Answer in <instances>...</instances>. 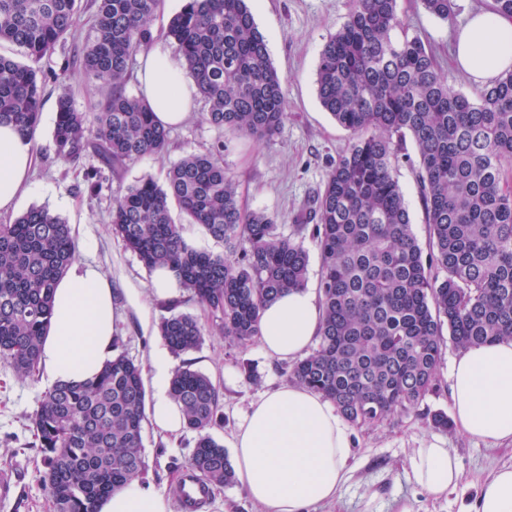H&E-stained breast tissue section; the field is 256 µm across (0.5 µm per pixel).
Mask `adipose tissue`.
<instances>
[{
	"instance_id": "adipose-tissue-1",
	"label": "adipose tissue",
	"mask_w": 512,
	"mask_h": 512,
	"mask_svg": "<svg viewBox=\"0 0 512 512\" xmlns=\"http://www.w3.org/2000/svg\"><path fill=\"white\" fill-rule=\"evenodd\" d=\"M455 61L471 80L486 84L512 70V17L492 12L472 16L460 31ZM141 93L157 120L185 122L194 110L196 87L180 61L151 47L141 58ZM34 137L0 125V213L16 210L34 189ZM323 311L308 289L287 293L265 306L262 350L291 362L316 341ZM118 331L111 285L93 264L72 262L53 294L52 315L39 352L48 387L80 384L95 377L112 358ZM151 365L157 394L150 419L159 430L186 427L181 407L171 399L170 362L157 349ZM451 412L463 436L492 445H512V339L462 351L450 375ZM238 480L260 512H317L339 498L348 479L352 433L333 404L298 383H285L252 401L231 439ZM413 479L432 500L447 497L463 479L456 454L431 438L410 459ZM97 512H172L159 491L133 480L96 505ZM465 512H512V464L477 480Z\"/></svg>"
}]
</instances>
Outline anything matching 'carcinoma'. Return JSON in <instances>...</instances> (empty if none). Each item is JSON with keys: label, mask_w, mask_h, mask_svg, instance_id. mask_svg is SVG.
Returning <instances> with one entry per match:
<instances>
[{"label": "carcinoma", "mask_w": 512, "mask_h": 512, "mask_svg": "<svg viewBox=\"0 0 512 512\" xmlns=\"http://www.w3.org/2000/svg\"><path fill=\"white\" fill-rule=\"evenodd\" d=\"M420 3L454 20V0ZM160 4L91 0L94 36L73 62L88 89L105 88L108 96L90 117L59 84L57 160L75 165L91 150L117 174L166 151L169 130L142 98L126 92L136 56L153 41ZM80 10L81 0H0V43L27 59L0 55V124L36 131L44 87L39 64L75 38ZM405 27L397 0H351L347 20L321 49L318 98L353 141L297 216L300 232L314 223L324 317L316 348L294 362L290 377L322 393L355 425L406 413L435 388L443 328L459 349L512 338V70L472 99L448 86L420 38H396ZM164 34L204 102L206 123L255 142L278 136L288 119L286 80L246 0H187ZM408 138L419 158L426 251L396 176ZM174 204L224 251L189 245L172 217ZM110 223L147 269L170 268L233 344L257 339L264 306L307 284L302 242L280 235L274 217L241 208L222 140L173 163L163 186L146 176L119 185ZM74 255L70 225L46 207L0 224V362L19 377L39 373L53 288ZM180 304L168 301L170 315L159 324L177 356L198 349L204 336L196 316L177 311ZM169 395L197 434L186 468L211 494L232 485L229 454L210 433L221 420L218 387L183 365ZM31 421L51 512H94L99 498L148 470L143 370L123 354L90 381L46 391Z\"/></svg>", "instance_id": "obj_1"}]
</instances>
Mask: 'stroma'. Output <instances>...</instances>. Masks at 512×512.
<instances>
[{"mask_svg": "<svg viewBox=\"0 0 512 512\" xmlns=\"http://www.w3.org/2000/svg\"><path fill=\"white\" fill-rule=\"evenodd\" d=\"M454 23L429 14L419 0H398L408 33L420 37L437 56L450 87L474 96L478 83L465 78L452 62L455 34L475 12L488 10L490 0H455ZM255 21L268 40L271 60L285 77L288 119L273 142L258 146L231 132H218L193 111L186 123L171 130L167 151L159 157L129 162L120 174L101 170L96 185L85 182L87 167L97 165L95 154H87L80 167L57 161L52 131L56 117L59 82H67L75 106L95 112L104 90L90 91L79 67H64L71 48L58 46L41 63L46 75L41 122L37 129L39 165L36 187L24 208L47 207L72 228L76 256L97 265L110 281L116 309L121 315L118 349L141 366L163 341L158 324L167 316L166 302L149 294L150 273L137 256L126 250L110 230L112 192L118 183H132L151 176L165 183L168 168L186 153L209 146L216 139L226 144L224 167L239 184L245 209L261 210L277 219V231L294 236L295 216L303 204L323 188L338 157L346 150L350 134L339 127L321 106L316 73L319 54L330 35L345 22L350 0H249ZM406 160L397 167L399 183L409 206L415 235L427 242L428 227L416 177L417 155L413 143H405ZM196 315L205 327L204 341L195 351L171 357V366L184 364L209 376L222 394L221 426L213 436L229 443L251 401L262 393L289 382L287 365L270 358L259 343L229 344L216 332L211 314L194 301L181 306ZM459 351L445 341L438 369V384L415 411L394 413L384 423L353 427L354 448L348 463L350 478L340 491L336 506L324 512H364L367 495H374V512H398L401 503L412 502L416 512H460L473 498L472 479L488 475L496 467L512 462L511 449H493L459 436L455 429L435 428L428 415L449 412L450 371ZM251 365L255 379H248L244 365ZM46 387L41 378H21L0 363V471L14 475L9 495L0 496V512H50L48 493L42 481L41 452L35 445L31 416ZM443 438L460 462L464 483L446 499H428L413 480L409 458L422 439ZM196 435L184 431L176 437L159 433L145 424L143 446L149 468L143 481L163 494H170L186 468Z\"/></svg>", "mask_w": 512, "mask_h": 512, "instance_id": "obj_1", "label": "stroma"}]
</instances>
